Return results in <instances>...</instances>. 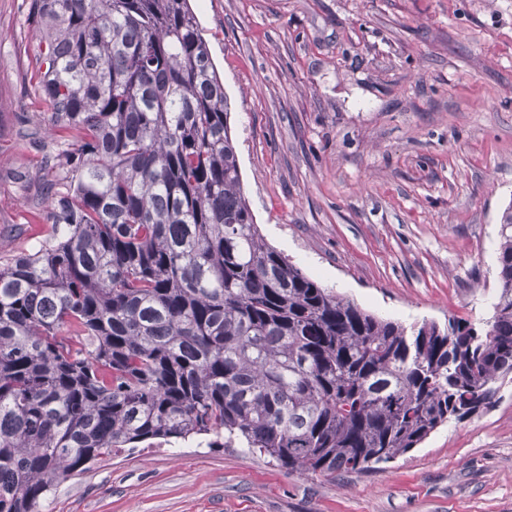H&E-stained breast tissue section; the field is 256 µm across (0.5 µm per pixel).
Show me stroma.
<instances>
[{
    "instance_id": "stroma-1",
    "label": "stroma",
    "mask_w": 512,
    "mask_h": 512,
    "mask_svg": "<svg viewBox=\"0 0 512 512\" xmlns=\"http://www.w3.org/2000/svg\"><path fill=\"white\" fill-rule=\"evenodd\" d=\"M266 241L381 317L488 318L512 204V0H190ZM0 0V264L49 223L25 78L39 35ZM38 512H512V380L379 468L288 473L208 439L113 453Z\"/></svg>"
}]
</instances>
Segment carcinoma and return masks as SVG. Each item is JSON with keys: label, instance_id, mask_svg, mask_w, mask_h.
Returning <instances> with one entry per match:
<instances>
[{"label": "carcinoma", "instance_id": "cac0c4a2", "mask_svg": "<svg viewBox=\"0 0 512 512\" xmlns=\"http://www.w3.org/2000/svg\"><path fill=\"white\" fill-rule=\"evenodd\" d=\"M31 107L61 142L38 247L0 268V512L116 449L199 435L365 471L512 375V204L478 322L405 326L269 245L189 0H29Z\"/></svg>", "mask_w": 512, "mask_h": 512}]
</instances>
